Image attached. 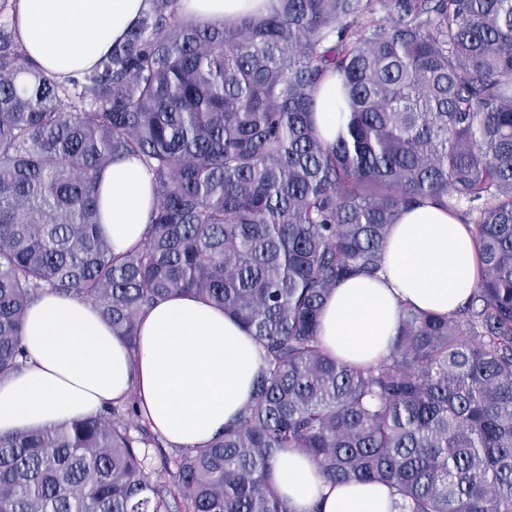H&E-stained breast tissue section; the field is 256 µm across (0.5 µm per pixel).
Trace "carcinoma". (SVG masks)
<instances>
[{
  "label": "carcinoma",
  "instance_id": "carcinoma-1",
  "mask_svg": "<svg viewBox=\"0 0 512 512\" xmlns=\"http://www.w3.org/2000/svg\"><path fill=\"white\" fill-rule=\"evenodd\" d=\"M148 4L63 81L0 20V383L47 290L131 349L143 313L192 294L258 344L254 395L153 472L158 436H132L121 401L0 434V512H291L270 481L288 452L330 483L390 486L400 512H512V0H275L211 23ZM331 77L347 116L327 143L314 113ZM116 157L156 199L121 255L98 198ZM427 200L474 226L465 305L402 308L375 363L334 356L329 295L376 276L391 224Z\"/></svg>",
  "mask_w": 512,
  "mask_h": 512
}]
</instances>
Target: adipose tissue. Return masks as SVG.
Returning <instances> with one entry per match:
<instances>
[{
	"label": "adipose tissue",
	"instance_id": "adipose-tissue-1",
	"mask_svg": "<svg viewBox=\"0 0 512 512\" xmlns=\"http://www.w3.org/2000/svg\"><path fill=\"white\" fill-rule=\"evenodd\" d=\"M268 0H181L201 22L233 19ZM146 0H17L19 37L47 75L63 80L92 67L121 41ZM102 232L113 253L137 246L154 205L151 179L134 158L113 161L100 180ZM471 226L427 201L389 230L377 277H354L328 298L318 331L324 348L350 363L389 352L402 306L447 314L477 279ZM24 367L0 384V434L98 412L136 392L144 421L168 443L199 446L250 401L261 366L248 332L223 310L190 295L161 301L139 320L129 348L88 303L45 293L30 308ZM272 482L292 512H394L384 484L333 485L309 458H279Z\"/></svg>",
	"mask_w": 512,
	"mask_h": 512
}]
</instances>
